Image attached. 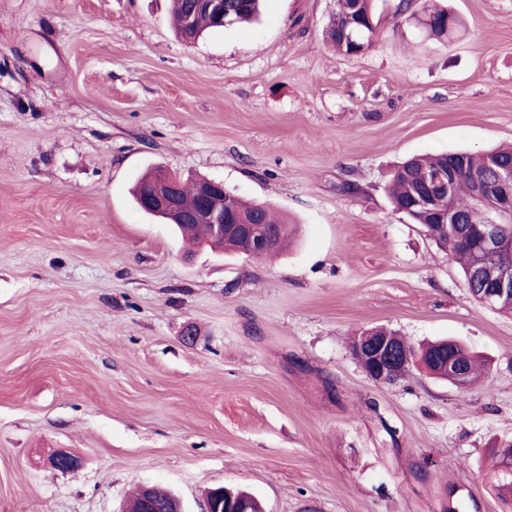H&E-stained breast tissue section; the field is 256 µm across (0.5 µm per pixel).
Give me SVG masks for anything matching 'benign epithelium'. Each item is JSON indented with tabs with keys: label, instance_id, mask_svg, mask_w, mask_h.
<instances>
[{
	"label": "benign epithelium",
	"instance_id": "benign-epithelium-1",
	"mask_svg": "<svg viewBox=\"0 0 512 512\" xmlns=\"http://www.w3.org/2000/svg\"><path fill=\"white\" fill-rule=\"evenodd\" d=\"M230 7L231 4L226 0H195L193 10H205L222 24L224 13ZM464 165V158H453L450 167L433 174L412 194L408 208L403 213L431 210L437 197L451 194L456 172ZM474 183L479 198L489 199L496 204L494 210L484 217V228L481 230L484 248L494 251L500 246L496 229V224L500 223L499 216H512V165L507 166L500 158L491 156L485 169L474 175ZM182 186L183 180L178 175L156 170L142 191L144 208L166 224H209L216 241L224 240L226 233H233L244 240L250 251L277 245L278 237L273 230L263 224L246 221L229 207L232 192L224 187L223 182L206 177L196 178L194 187L199 206L191 213L186 212L182 206ZM470 277L473 296L480 303L490 306L508 297L512 298L511 271H503L494 278L487 279L481 267L476 266L470 272ZM351 355L362 365L365 373L379 384H393L401 379V369L395 367V359L399 357V353L394 347L391 334L383 327L373 328L355 339L351 345ZM50 463L56 470L65 473L75 472L81 467L79 457L66 449L55 451ZM226 498L230 499V505L236 512H247L246 503L242 500L235 501L236 494L223 488L209 492L204 512H221Z\"/></svg>",
	"mask_w": 512,
	"mask_h": 512
}]
</instances>
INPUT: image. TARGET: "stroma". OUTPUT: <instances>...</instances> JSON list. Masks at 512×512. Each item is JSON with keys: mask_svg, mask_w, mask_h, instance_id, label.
<instances>
[{"mask_svg": "<svg viewBox=\"0 0 512 512\" xmlns=\"http://www.w3.org/2000/svg\"><path fill=\"white\" fill-rule=\"evenodd\" d=\"M398 2L346 57L335 0H263L193 42L171 0H0V512H124L143 484L184 512L216 487L264 512H506L512 313L471 296L388 179L512 145V0H437L450 38ZM158 167L274 206L296 242L184 243L133 203ZM374 326L490 370L376 383L349 350ZM59 448L81 468L53 469Z\"/></svg>", "mask_w": 512, "mask_h": 512, "instance_id": "35a3bbf8", "label": "stroma"}]
</instances>
